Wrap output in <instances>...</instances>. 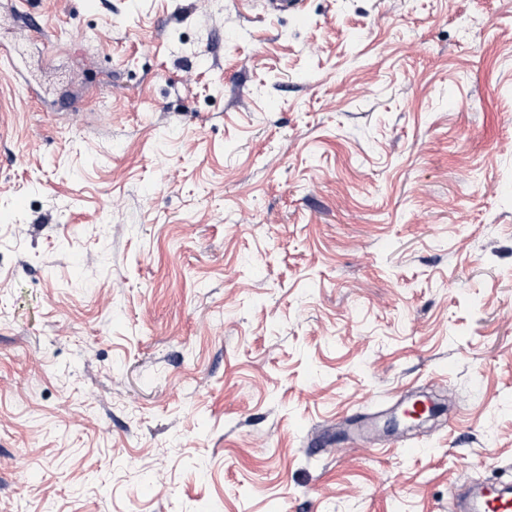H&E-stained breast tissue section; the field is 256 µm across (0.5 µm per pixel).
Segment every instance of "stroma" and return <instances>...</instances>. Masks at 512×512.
I'll use <instances>...</instances> for the list:
<instances>
[{
	"label": "stroma",
	"instance_id": "1",
	"mask_svg": "<svg viewBox=\"0 0 512 512\" xmlns=\"http://www.w3.org/2000/svg\"><path fill=\"white\" fill-rule=\"evenodd\" d=\"M0 55V512L512 482V0H0Z\"/></svg>",
	"mask_w": 512,
	"mask_h": 512
}]
</instances>
